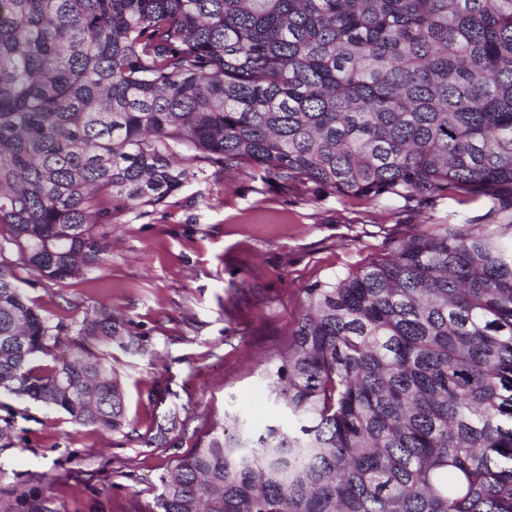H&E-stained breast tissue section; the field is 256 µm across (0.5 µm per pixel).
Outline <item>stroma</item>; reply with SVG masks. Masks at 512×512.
<instances>
[{"label": "stroma", "instance_id": "1", "mask_svg": "<svg viewBox=\"0 0 512 512\" xmlns=\"http://www.w3.org/2000/svg\"><path fill=\"white\" fill-rule=\"evenodd\" d=\"M488 210L450 196L418 208L286 195L250 170L211 167L157 209L116 215L99 227L110 244L100 268L20 287L68 323L101 305L129 319L138 350L109 349L127 421L80 427L0 394V417L21 439L0 449V507L22 498L34 512H147L160 475L225 412L245 413L259 433L282 423L263 371L287 346L307 284L388 254L420 225ZM172 411L179 425L156 441L155 421Z\"/></svg>", "mask_w": 512, "mask_h": 512}]
</instances>
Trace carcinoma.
<instances>
[{
  "instance_id": "1",
  "label": "carcinoma",
  "mask_w": 512,
  "mask_h": 512,
  "mask_svg": "<svg viewBox=\"0 0 512 512\" xmlns=\"http://www.w3.org/2000/svg\"><path fill=\"white\" fill-rule=\"evenodd\" d=\"M208 167L505 223L308 284L264 371L288 425L224 413L148 512H512V0H0V393L124 425L128 322H56L18 270L100 267L98 225Z\"/></svg>"
}]
</instances>
